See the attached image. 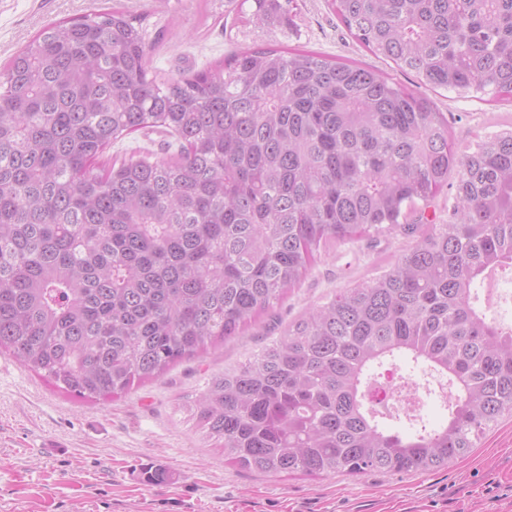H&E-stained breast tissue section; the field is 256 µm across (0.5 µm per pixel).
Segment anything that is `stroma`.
I'll use <instances>...</instances> for the list:
<instances>
[{
	"label": "stroma",
	"mask_w": 512,
	"mask_h": 512,
	"mask_svg": "<svg viewBox=\"0 0 512 512\" xmlns=\"http://www.w3.org/2000/svg\"><path fill=\"white\" fill-rule=\"evenodd\" d=\"M116 4L166 28L150 70L191 73L248 45L224 0H0V65L47 24ZM300 45L387 73L405 86L414 74L353 40L328 0H297ZM458 150L495 130L512 101L482 102L443 91L435 97ZM408 241L359 243L319 263L278 305L282 322L321 305L338 289L370 279ZM271 338L264 325L161 379L108 401L63 393L16 358L0 354V512H512V417L472 452L422 473L366 472L320 478L257 474L226 464L198 428L187 402L205 377L245 362ZM162 469V482L145 479Z\"/></svg>",
	"instance_id": "1"
}]
</instances>
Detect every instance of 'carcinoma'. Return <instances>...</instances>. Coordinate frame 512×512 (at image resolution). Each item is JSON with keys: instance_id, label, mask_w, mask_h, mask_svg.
I'll list each match as a JSON object with an SVG mask.
<instances>
[{"instance_id": "obj_1", "label": "carcinoma", "mask_w": 512, "mask_h": 512, "mask_svg": "<svg viewBox=\"0 0 512 512\" xmlns=\"http://www.w3.org/2000/svg\"><path fill=\"white\" fill-rule=\"evenodd\" d=\"M252 32L299 37L295 0ZM419 86L512 99V0H331ZM120 7L52 23L0 69V351L112 399L272 318L329 249L412 239L184 406L224 459L324 477L425 472L512 417V326L478 289L512 270V119L466 151L434 100L353 61L246 47L158 76ZM167 134L101 162L136 132ZM454 182H449L451 176ZM454 190L448 222L426 213ZM398 355L455 389L437 429L387 434L367 400Z\"/></svg>"}]
</instances>
